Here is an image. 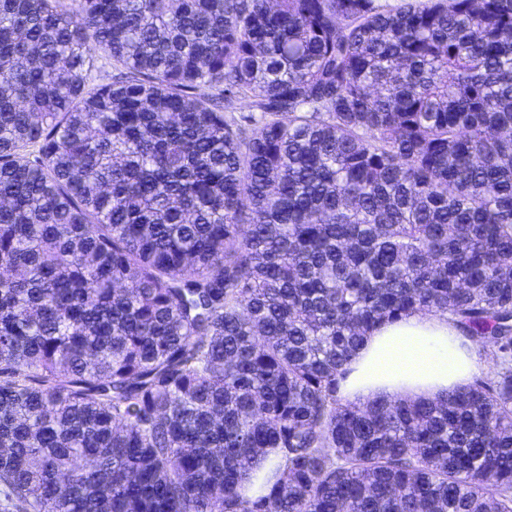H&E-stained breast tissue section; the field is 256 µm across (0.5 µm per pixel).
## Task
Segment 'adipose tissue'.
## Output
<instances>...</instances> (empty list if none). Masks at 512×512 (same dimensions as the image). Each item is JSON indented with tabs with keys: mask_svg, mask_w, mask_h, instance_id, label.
Masks as SVG:
<instances>
[{
	"mask_svg": "<svg viewBox=\"0 0 512 512\" xmlns=\"http://www.w3.org/2000/svg\"><path fill=\"white\" fill-rule=\"evenodd\" d=\"M475 345L441 313H413L379 326L353 359L339 392L348 401L435 397L470 384Z\"/></svg>",
	"mask_w": 512,
	"mask_h": 512,
	"instance_id": "1",
	"label": "adipose tissue"
}]
</instances>
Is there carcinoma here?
Wrapping results in <instances>:
<instances>
[{
    "mask_svg": "<svg viewBox=\"0 0 512 512\" xmlns=\"http://www.w3.org/2000/svg\"><path fill=\"white\" fill-rule=\"evenodd\" d=\"M56 2L0 0V494L512 512V0ZM411 313L493 376L344 400Z\"/></svg>",
    "mask_w": 512,
    "mask_h": 512,
    "instance_id": "carcinoma-1",
    "label": "carcinoma"
}]
</instances>
